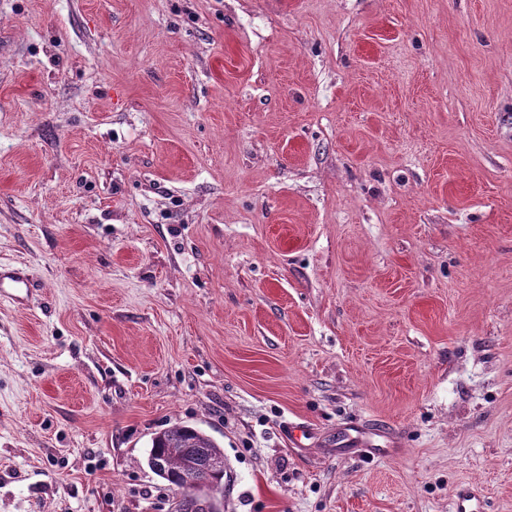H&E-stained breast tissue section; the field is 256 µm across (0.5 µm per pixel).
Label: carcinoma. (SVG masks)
Wrapping results in <instances>:
<instances>
[{
    "label": "carcinoma",
    "instance_id": "cac0c4a2",
    "mask_svg": "<svg viewBox=\"0 0 512 512\" xmlns=\"http://www.w3.org/2000/svg\"><path fill=\"white\" fill-rule=\"evenodd\" d=\"M161 463L155 469V463ZM200 465L197 479L205 485L211 499L224 493V450L205 432L189 425L175 424L155 433L151 439L148 466L165 480L177 496L176 512H209L206 501L192 496L185 485L192 470Z\"/></svg>",
    "mask_w": 512,
    "mask_h": 512
}]
</instances>
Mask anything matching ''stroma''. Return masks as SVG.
Wrapping results in <instances>:
<instances>
[{"label": "stroma", "instance_id": "obj_1", "mask_svg": "<svg viewBox=\"0 0 512 512\" xmlns=\"http://www.w3.org/2000/svg\"><path fill=\"white\" fill-rule=\"evenodd\" d=\"M0 512H512V0H0ZM32 278L25 271L0 264V300L26 308L34 295ZM210 461L216 466L208 469ZM155 462L162 464L159 470L155 468ZM191 462L201 467L196 477L201 482L193 476L189 477L192 489L195 490L203 483L212 500L222 495L224 475L227 473L224 450L213 438L193 426L181 424L168 427L152 437L148 466L176 493L175 511L209 512L206 501L192 496L189 487L185 485L192 470Z\"/></svg>", "mask_w": 512, "mask_h": 512}]
</instances>
